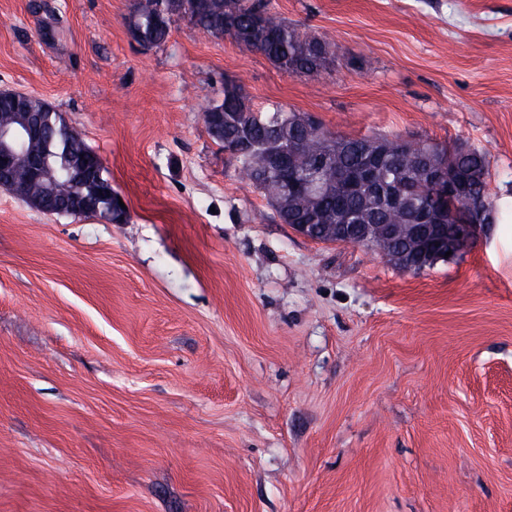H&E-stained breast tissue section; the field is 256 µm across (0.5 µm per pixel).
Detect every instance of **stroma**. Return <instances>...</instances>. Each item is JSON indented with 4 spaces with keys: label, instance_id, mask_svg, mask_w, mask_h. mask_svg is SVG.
I'll return each mask as SVG.
<instances>
[{
    "label": "stroma",
    "instance_id": "35a3bbf8",
    "mask_svg": "<svg viewBox=\"0 0 512 512\" xmlns=\"http://www.w3.org/2000/svg\"><path fill=\"white\" fill-rule=\"evenodd\" d=\"M137 0H0V91L43 100L129 217L0 188V512H512V0H268L291 76ZM351 136L487 153L490 222L405 271L279 222L206 133L225 81Z\"/></svg>",
    "mask_w": 512,
    "mask_h": 512
}]
</instances>
